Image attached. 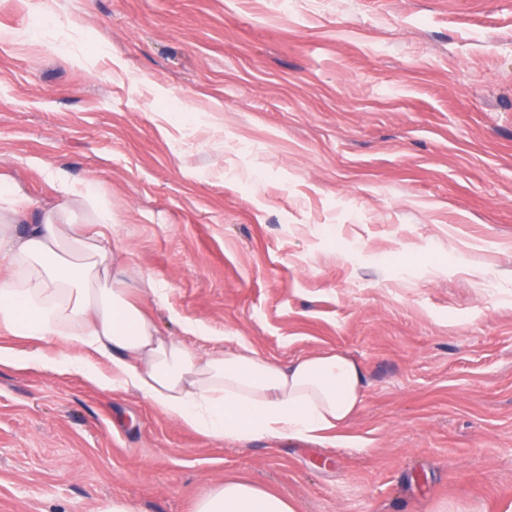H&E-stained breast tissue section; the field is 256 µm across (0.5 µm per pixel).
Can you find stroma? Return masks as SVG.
<instances>
[{
	"label": "stroma",
	"instance_id": "1",
	"mask_svg": "<svg viewBox=\"0 0 512 512\" xmlns=\"http://www.w3.org/2000/svg\"><path fill=\"white\" fill-rule=\"evenodd\" d=\"M63 180L170 334L348 353L364 403L335 447L211 440L0 365V512H190L227 475L512 512V0H0V189L96 222Z\"/></svg>",
	"mask_w": 512,
	"mask_h": 512
}]
</instances>
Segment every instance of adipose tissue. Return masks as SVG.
I'll use <instances>...</instances> for the list:
<instances>
[{"label": "adipose tissue", "instance_id": "adipose-tissue-1", "mask_svg": "<svg viewBox=\"0 0 512 512\" xmlns=\"http://www.w3.org/2000/svg\"><path fill=\"white\" fill-rule=\"evenodd\" d=\"M69 217L61 208L30 222L27 203L0 192V329L38 343L28 352L0 348V363L73 371L99 387L133 391L209 439L345 441L365 387L352 357L318 353L282 366L247 347L198 352L182 337L204 339L208 330L187 322L182 336L164 334L133 298L99 225ZM58 340L73 358L46 355L44 345ZM192 510L296 512L285 496L234 477L214 483Z\"/></svg>", "mask_w": 512, "mask_h": 512}]
</instances>
